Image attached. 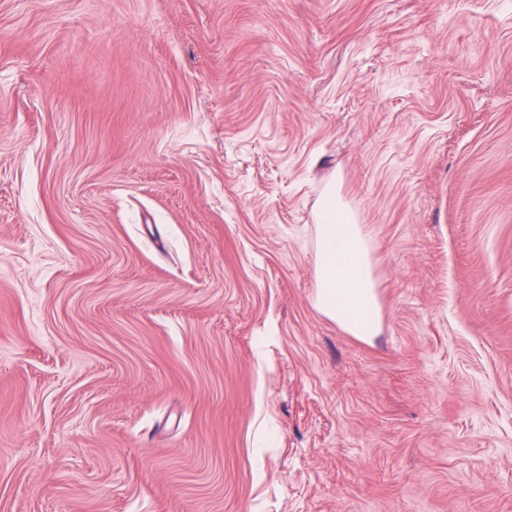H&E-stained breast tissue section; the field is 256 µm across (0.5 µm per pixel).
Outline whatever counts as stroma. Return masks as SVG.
<instances>
[{"instance_id": "1", "label": "stroma", "mask_w": 512, "mask_h": 512, "mask_svg": "<svg viewBox=\"0 0 512 512\" xmlns=\"http://www.w3.org/2000/svg\"><path fill=\"white\" fill-rule=\"evenodd\" d=\"M0 512H512V0H0ZM317 219L313 305L345 333L370 342L380 331L381 308L367 237L336 210L335 193L322 200Z\"/></svg>"}]
</instances>
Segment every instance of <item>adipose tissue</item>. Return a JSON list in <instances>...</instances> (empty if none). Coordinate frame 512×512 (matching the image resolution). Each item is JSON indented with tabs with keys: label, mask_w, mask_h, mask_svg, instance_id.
<instances>
[{
	"label": "adipose tissue",
	"mask_w": 512,
	"mask_h": 512,
	"mask_svg": "<svg viewBox=\"0 0 512 512\" xmlns=\"http://www.w3.org/2000/svg\"><path fill=\"white\" fill-rule=\"evenodd\" d=\"M313 305L350 336L368 342L380 331L381 308L371 252L361 225L327 194L317 214Z\"/></svg>",
	"instance_id": "1"
}]
</instances>
